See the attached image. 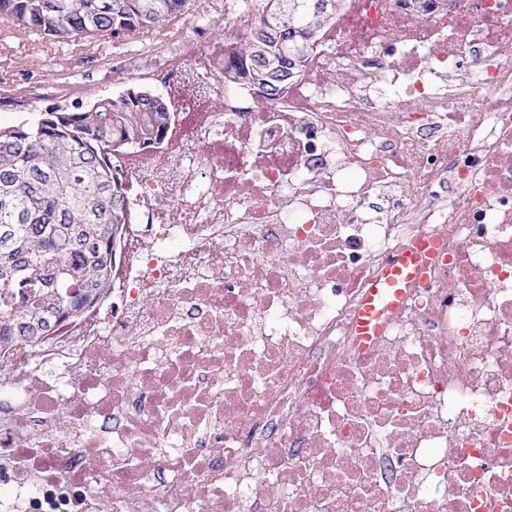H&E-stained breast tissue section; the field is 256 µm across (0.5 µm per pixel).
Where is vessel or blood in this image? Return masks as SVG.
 <instances>
[{
    "instance_id": "1",
    "label": "vessel or blood",
    "mask_w": 512,
    "mask_h": 512,
    "mask_svg": "<svg viewBox=\"0 0 512 512\" xmlns=\"http://www.w3.org/2000/svg\"><path fill=\"white\" fill-rule=\"evenodd\" d=\"M438 252L434 244L424 242L413 253L401 256L389 265L385 279L371 290L366 304L360 314L359 332L364 338H371L378 331V304L395 305L401 294L404 282L409 281L421 263L433 260Z\"/></svg>"
}]
</instances>
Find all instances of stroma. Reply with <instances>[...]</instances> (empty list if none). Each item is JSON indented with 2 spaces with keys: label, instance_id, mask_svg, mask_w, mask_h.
I'll use <instances>...</instances> for the list:
<instances>
[{
  "label": "stroma",
  "instance_id": "obj_1",
  "mask_svg": "<svg viewBox=\"0 0 512 512\" xmlns=\"http://www.w3.org/2000/svg\"><path fill=\"white\" fill-rule=\"evenodd\" d=\"M206 14V27L196 28L193 20ZM224 14L212 0H188L182 14L159 29L141 31L135 38L117 42L110 39L79 40L68 45L0 20V95L24 98V107H0V125H11L47 107L89 106L129 89H142L165 98L195 101L199 86L194 74L173 89L149 78L159 64V54L185 38H196L209 46L220 38Z\"/></svg>",
  "mask_w": 512,
  "mask_h": 512
}]
</instances>
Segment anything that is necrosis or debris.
Listing matches in <instances>:
<instances>
[{"instance_id":"4bbe7bcc","label":"necrosis or debris","mask_w":512,"mask_h":512,"mask_svg":"<svg viewBox=\"0 0 512 512\" xmlns=\"http://www.w3.org/2000/svg\"><path fill=\"white\" fill-rule=\"evenodd\" d=\"M237 9L154 71L208 105L117 157L110 288L0 342V512H512V0H340L271 100ZM438 252L433 243L422 242L417 246L416 251L398 257L389 265L385 280L375 285L366 299V304L361 311L359 319V332L365 339L375 336L379 325L376 323L379 317L377 305L387 303V306H394L399 299L402 285L408 282L415 274L418 266L437 257Z\"/></svg>"}]
</instances>
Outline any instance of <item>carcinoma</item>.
<instances>
[{"mask_svg": "<svg viewBox=\"0 0 512 512\" xmlns=\"http://www.w3.org/2000/svg\"><path fill=\"white\" fill-rule=\"evenodd\" d=\"M333 0H263L224 78L271 99L313 46ZM187 0H0V15L57 40L127 38L160 27ZM167 100L119 93L85 110L0 126V337L40 336L110 287L127 190L112 158L166 130Z\"/></svg>", "mask_w": 512, "mask_h": 512, "instance_id": "cac0c4a2", "label": "carcinoma"}]
</instances>
